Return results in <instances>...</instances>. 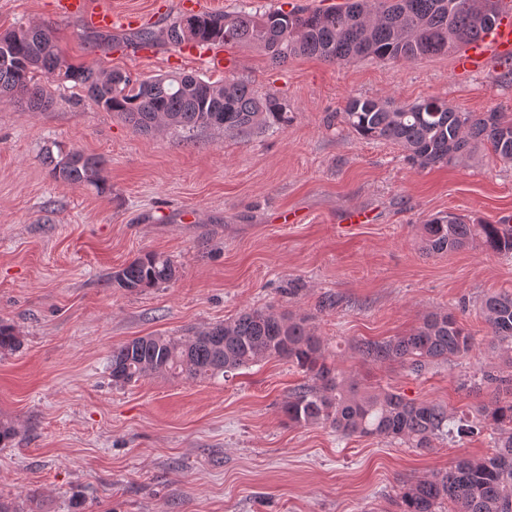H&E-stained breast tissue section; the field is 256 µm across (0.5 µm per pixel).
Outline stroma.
<instances>
[{
	"label": "stroma",
	"mask_w": 512,
	"mask_h": 512,
	"mask_svg": "<svg viewBox=\"0 0 512 512\" xmlns=\"http://www.w3.org/2000/svg\"><path fill=\"white\" fill-rule=\"evenodd\" d=\"M88 2L134 14L159 36L183 12V0ZM21 25L51 26L69 63L93 59L91 26L55 0H0V32ZM111 34L118 47L106 66L243 79L285 103L288 120L249 138L146 135L53 79L46 111L0 101V319L20 338L0 352V421L18 430L0 447V496L35 512H400L409 484L489 453L485 436L410 448L289 424L282 406L306 377L285 361L225 379L154 375L126 385L113 383L108 362L133 338L184 336L271 306L309 317L332 365L360 389L471 415L489 392L466 381L495 359L480 302L512 291V254L477 242L428 254L420 226L448 212L477 224L512 220V163L481 146L422 169L338 114L353 96L512 113V61L475 74L456 72L451 53L413 63L297 57L276 67L242 47L228 70L161 39L127 46L129 28ZM73 150L101 158L104 192L51 176L45 156ZM352 211L366 223H346ZM148 251L168 256L176 279L113 287V272ZM326 296L334 305L323 310ZM444 310L473 336L466 357L415 377L356 351Z\"/></svg>",
	"instance_id": "35a3bbf8"
}]
</instances>
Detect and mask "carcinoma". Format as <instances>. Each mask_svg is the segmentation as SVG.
I'll return each mask as SVG.
<instances>
[{
    "mask_svg": "<svg viewBox=\"0 0 512 512\" xmlns=\"http://www.w3.org/2000/svg\"><path fill=\"white\" fill-rule=\"evenodd\" d=\"M498 19H484L480 0H346L329 10H252L244 5L224 14L183 13L169 24L164 40L181 48L251 47L283 65L297 56L332 63L357 59L414 62L448 54L481 38ZM84 88L96 106L113 112L141 132L162 129L222 130L249 137L286 119L287 107L260 96L237 79L204 80L183 73L137 76L107 69L96 60L68 63L53 29L20 26L0 32V99L17 95L30 112L52 104L40 77ZM342 123L367 140L399 147L422 168L448 165L477 145H487L501 160L512 162V113L458 112L438 99L396 104L388 99L352 97L341 112ZM54 179L106 189L103 161L69 152L46 157ZM478 241L495 254L512 253V225L469 224L450 213L422 225V250L453 252ZM171 260L146 252L112 274V286L129 292L170 282ZM480 310L499 356L512 365V293H490ZM19 345L13 325L0 321V351ZM471 334L447 311L430 312L410 334L366 342L362 359L397 364L420 377L434 364L467 356ZM270 359L301 369L308 382L288 397L283 413L294 425L325 424L343 437L374 436L430 448L436 440L453 443L487 433L493 452L459 460L447 471L414 482L401 496V512H512V375L483 369L470 383L491 388L494 400L462 419L447 407L406 398L395 390L361 393L349 378L327 362L326 347L308 318L285 317L269 309H250L234 320L216 323L189 336H142L112 348V382L128 384L149 375L188 379L229 377Z\"/></svg>",
    "mask_w": 512,
    "mask_h": 512,
    "instance_id": "1",
    "label": "carcinoma"
}]
</instances>
